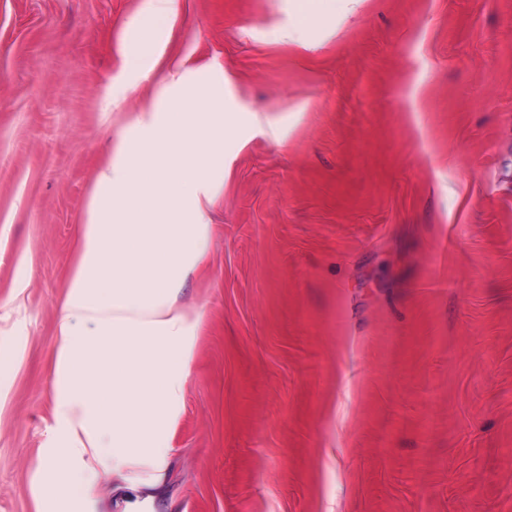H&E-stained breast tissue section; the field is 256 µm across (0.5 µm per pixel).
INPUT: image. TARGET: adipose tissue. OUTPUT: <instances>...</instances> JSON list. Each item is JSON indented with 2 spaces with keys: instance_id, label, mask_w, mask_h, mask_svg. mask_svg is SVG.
Listing matches in <instances>:
<instances>
[{
  "instance_id": "obj_1",
  "label": "adipose tissue",
  "mask_w": 512,
  "mask_h": 512,
  "mask_svg": "<svg viewBox=\"0 0 512 512\" xmlns=\"http://www.w3.org/2000/svg\"><path fill=\"white\" fill-rule=\"evenodd\" d=\"M153 2L122 45L144 78L155 21L176 4ZM232 124L223 94L190 90L176 70L115 137L58 313L52 425L34 481L43 512H97L106 484L122 512H147L166 481L206 318L179 294L210 254Z\"/></svg>"
}]
</instances>
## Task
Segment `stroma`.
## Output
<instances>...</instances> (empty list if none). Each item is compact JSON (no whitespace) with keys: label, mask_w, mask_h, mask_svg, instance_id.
<instances>
[{"label":"stroma","mask_w":512,"mask_h":512,"mask_svg":"<svg viewBox=\"0 0 512 512\" xmlns=\"http://www.w3.org/2000/svg\"><path fill=\"white\" fill-rule=\"evenodd\" d=\"M0 0V512H39L59 306L109 134L224 73V190L153 512H512V0ZM118 95L117 108L105 99ZM153 2V12L137 26L133 35L127 37L122 45L127 66L143 78L150 76L151 67L145 61L142 50L148 48L153 53L159 43L158 29L154 21L172 14L176 4V0H153Z\"/></svg>","instance_id":"35a3bbf8"}]
</instances>
